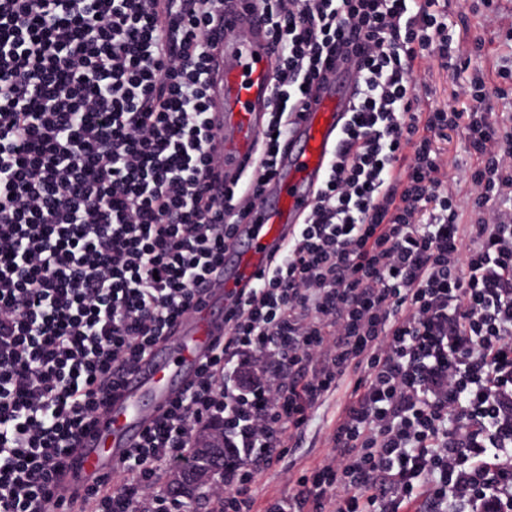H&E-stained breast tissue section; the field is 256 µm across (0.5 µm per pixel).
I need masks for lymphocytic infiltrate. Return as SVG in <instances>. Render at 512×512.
<instances>
[{
  "instance_id": "obj_1",
  "label": "lymphocytic infiltrate",
  "mask_w": 512,
  "mask_h": 512,
  "mask_svg": "<svg viewBox=\"0 0 512 512\" xmlns=\"http://www.w3.org/2000/svg\"><path fill=\"white\" fill-rule=\"evenodd\" d=\"M225 0H0V512H162L158 472L224 424V512H512V129L419 93L452 57L442 0H240L279 54L262 168L212 193L207 73ZM350 124L317 203L186 393L117 471L66 490L123 376L200 300L283 127L336 59ZM479 164L457 202L442 131ZM467 207L470 223L459 221ZM333 454L288 499L253 486L342 381Z\"/></svg>"
}]
</instances>
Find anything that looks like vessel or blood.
<instances>
[{
  "instance_id": "obj_1",
  "label": "vessel or blood",
  "mask_w": 512,
  "mask_h": 512,
  "mask_svg": "<svg viewBox=\"0 0 512 512\" xmlns=\"http://www.w3.org/2000/svg\"><path fill=\"white\" fill-rule=\"evenodd\" d=\"M208 75L211 150L221 156L222 180L256 164L257 146L268 127L277 58L263 23L240 17L231 38L212 52ZM358 84L352 69L337 67L314 89L304 112L282 135L275 173L243 224L224 248V265L205 283L203 301L181 317L163 341L127 371L119 391L100 414L95 431L76 450L72 480L91 485L112 471L151 426L182 396L203 360L224 334V313L258 285L259 275L282 254L315 204L329 166L350 121Z\"/></svg>"
}]
</instances>
